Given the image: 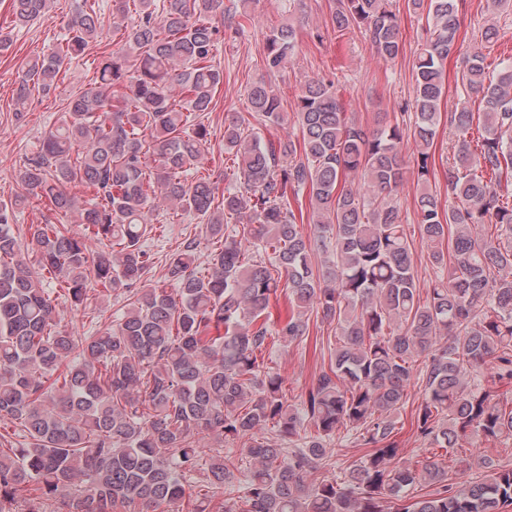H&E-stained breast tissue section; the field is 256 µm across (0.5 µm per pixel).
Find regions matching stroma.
Segmentation results:
<instances>
[{"label": "stroma", "mask_w": 512, "mask_h": 512, "mask_svg": "<svg viewBox=\"0 0 512 512\" xmlns=\"http://www.w3.org/2000/svg\"><path fill=\"white\" fill-rule=\"evenodd\" d=\"M332 3L333 0H251L241 26L225 31L215 56L224 70V85L217 92L209 114L212 136L201 164L202 173L211 175L214 180H223L224 122L234 117L249 120L247 93L252 82L263 73L261 60L266 38L273 26L287 18L295 21L297 43L286 67L271 78L286 111H294L296 97L308 80L323 77L333 81L348 117L357 123L373 129L395 120L407 121L402 105L414 96V65L428 29L425 15L408 12L405 0H393L394 8L400 11L404 38L399 56L387 61L372 50L363 30L336 36L330 23ZM74 6L75 0H56L49 19L15 29L11 26L9 0H0V28L13 30L11 48L0 53L1 197L11 191L15 172L27 156L36 152L43 135L61 123L68 98L88 88L94 59L116 47V37L111 30H104L80 60L61 71L54 91L46 96L34 95L25 123L12 120L11 97L22 63L42 55L56 44L67 31ZM463 12L461 47L457 56L447 63L448 94L443 104L447 112L463 106L473 111L478 108L476 97L463 95L456 80L467 54L484 52L486 65L492 72L498 70L501 62L512 61V0H506L494 10L488 9L486 0H464ZM487 24L499 29L501 39L486 50L481 45L480 32ZM402 156L404 179L394 198L400 206L403 223L410 224L415 220L414 199L420 191L415 175L417 147L413 140H404ZM188 239L198 241L199 263L207 265L216 244L206 237L203 225L193 217H174L169 210H161L154 222L153 238L148 242L153 263L141 282L142 287L164 279L170 253ZM43 286L56 303L62 325L75 336L93 335L112 320L119 308L117 302L109 300L77 311L65 299L58 281L47 278ZM334 332L333 326L313 317L309 320V333L302 342L284 347L276 339H268L261 358L267 368L284 378L289 403H299L320 372L328 369V341ZM423 398L422 386L411 385L405 406L394 416V440L400 460L412 463L430 458L443 460L448 465V479L453 483L481 480L482 471L472 465L473 460L480 457L493 458L512 468L510 435L458 449L437 448L421 438L415 427V410Z\"/></svg>", "instance_id": "1"}]
</instances>
